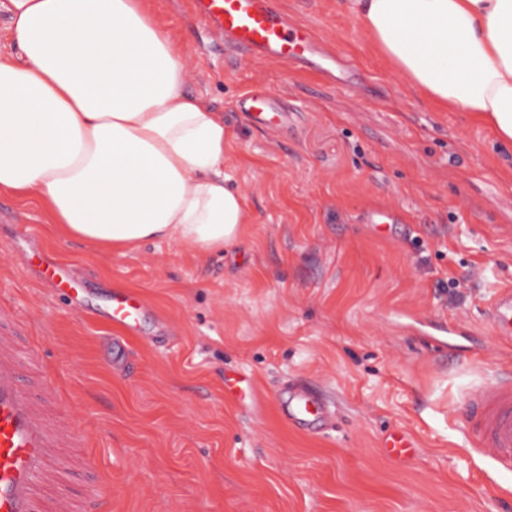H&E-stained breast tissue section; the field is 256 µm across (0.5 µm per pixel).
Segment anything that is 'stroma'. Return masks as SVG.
<instances>
[{
  "mask_svg": "<svg viewBox=\"0 0 512 512\" xmlns=\"http://www.w3.org/2000/svg\"><path fill=\"white\" fill-rule=\"evenodd\" d=\"M277 2L336 62L241 59L188 0H151L189 89L224 115V171L251 217L237 244L108 250L0 193V307L25 315L86 435L66 484L99 494L97 512H512V471L465 420L469 393L512 370L485 315L512 286V147L416 95L336 0ZM259 85L287 126L238 111ZM374 207L402 223H366ZM46 260L68 262L75 306ZM116 288L148 305L136 335L78 314ZM290 383L329 403L328 429L282 421ZM398 428L419 443L404 462L382 448Z\"/></svg>",
  "mask_w": 512,
  "mask_h": 512,
  "instance_id": "obj_1",
  "label": "stroma"
}]
</instances>
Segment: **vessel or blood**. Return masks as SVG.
<instances>
[{
    "mask_svg": "<svg viewBox=\"0 0 512 512\" xmlns=\"http://www.w3.org/2000/svg\"><path fill=\"white\" fill-rule=\"evenodd\" d=\"M192 5L216 37H229L239 56L284 65L313 56L316 41L309 28L289 24L274 0H193ZM245 111L260 115L275 106L273 91L260 88L241 97ZM146 303L130 289L115 291L106 317L126 332L137 329ZM487 317L496 336L512 337V289L495 293ZM20 315L0 311V512H41L43 487L61 478L55 454L59 448L81 446L85 437L75 426H53L57 388L49 376L25 379L31 360L11 331ZM288 424L317 430L326 411L307 388L290 392L282 405ZM467 429L476 448L494 462L512 467V372L470 392Z\"/></svg>",
    "mask_w": 512,
    "mask_h": 512,
    "instance_id": "1",
    "label": "vessel or blood"
}]
</instances>
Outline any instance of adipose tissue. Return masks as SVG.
Segmentation results:
<instances>
[{"label":"adipose tissue","mask_w":512,"mask_h":512,"mask_svg":"<svg viewBox=\"0 0 512 512\" xmlns=\"http://www.w3.org/2000/svg\"><path fill=\"white\" fill-rule=\"evenodd\" d=\"M409 85L512 145V0H343ZM0 191L112 249L172 238L195 255L249 221L224 172V117L186 82L149 0H7Z\"/></svg>","instance_id":"ef3b65f1"}]
</instances>
